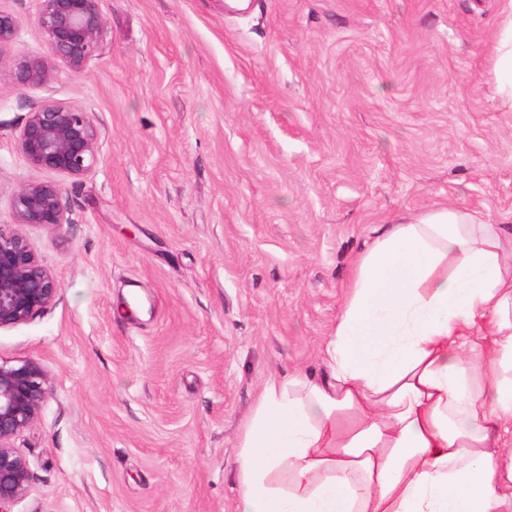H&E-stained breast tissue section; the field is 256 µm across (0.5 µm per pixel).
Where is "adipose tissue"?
<instances>
[{
	"mask_svg": "<svg viewBox=\"0 0 512 512\" xmlns=\"http://www.w3.org/2000/svg\"><path fill=\"white\" fill-rule=\"evenodd\" d=\"M326 372L269 377L235 512H512V235L441 207L353 261Z\"/></svg>",
	"mask_w": 512,
	"mask_h": 512,
	"instance_id": "1",
	"label": "adipose tissue"
}]
</instances>
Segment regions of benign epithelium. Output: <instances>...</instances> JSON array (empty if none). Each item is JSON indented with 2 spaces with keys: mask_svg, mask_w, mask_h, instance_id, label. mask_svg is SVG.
<instances>
[{
  "mask_svg": "<svg viewBox=\"0 0 512 512\" xmlns=\"http://www.w3.org/2000/svg\"><path fill=\"white\" fill-rule=\"evenodd\" d=\"M40 2L38 23L54 58L81 70L101 49L105 20L99 0ZM16 34V19L0 11V49L11 44ZM48 75V62L35 56L19 63L16 79L24 86L38 85ZM19 148L38 169L80 178L97 163L100 133L83 108L44 100L29 112ZM12 212L13 224L0 225V329L26 323L60 299L57 278L19 227L71 223L62 189L51 182L21 186ZM50 394L48 369L41 360H0V512H12L28 491L29 464L17 452L14 439L33 424Z\"/></svg>",
  "mask_w": 512,
  "mask_h": 512,
  "instance_id": "benign-epithelium-1",
  "label": "benign epithelium"
}]
</instances>
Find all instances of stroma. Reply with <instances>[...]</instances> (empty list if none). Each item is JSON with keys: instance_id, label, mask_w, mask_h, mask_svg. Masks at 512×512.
Returning a JSON list of instances; mask_svg holds the SVG:
<instances>
[{"instance_id": "stroma-1", "label": "stroma", "mask_w": 512, "mask_h": 512, "mask_svg": "<svg viewBox=\"0 0 512 512\" xmlns=\"http://www.w3.org/2000/svg\"><path fill=\"white\" fill-rule=\"evenodd\" d=\"M102 49L52 59L40 0L0 50V224L29 182L71 223L22 227L59 301L0 330L52 393L14 445L13 512H234L241 426L266 379L326 371L353 255L448 206L512 230V102L490 44L512 0H101ZM48 60L20 86L25 57ZM46 99L90 112L95 167L18 146ZM48 75V62L35 56L26 58L19 63L16 79L20 85H38L45 83Z\"/></svg>"}]
</instances>
